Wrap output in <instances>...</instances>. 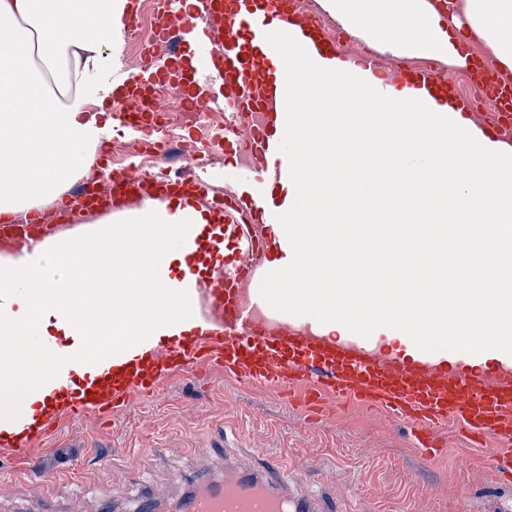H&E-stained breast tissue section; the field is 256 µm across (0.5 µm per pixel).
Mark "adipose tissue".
Wrapping results in <instances>:
<instances>
[{
    "instance_id": "obj_1",
    "label": "adipose tissue",
    "mask_w": 512,
    "mask_h": 512,
    "mask_svg": "<svg viewBox=\"0 0 512 512\" xmlns=\"http://www.w3.org/2000/svg\"><path fill=\"white\" fill-rule=\"evenodd\" d=\"M350 36L397 58L438 60L463 70L471 61L460 36L486 47L512 77V0H457L448 12L430 0H322ZM129 0H0V216L41 207L43 189L61 171L89 174L100 142L108 94L86 93L81 82L99 69L103 48L127 23ZM204 223L180 200L142 202L120 251L86 256L83 242L37 251L0 270V433L18 411L53 407L60 379L95 380L112 367L109 346L126 360L162 337L212 330L195 314L177 280L185 220Z\"/></svg>"
}]
</instances>
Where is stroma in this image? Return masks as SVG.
<instances>
[{
	"instance_id": "obj_1",
	"label": "stroma",
	"mask_w": 512,
	"mask_h": 512,
	"mask_svg": "<svg viewBox=\"0 0 512 512\" xmlns=\"http://www.w3.org/2000/svg\"><path fill=\"white\" fill-rule=\"evenodd\" d=\"M431 462L405 427L372 412L341 409L311 422L266 389L213 371L172 378L154 401L133 399L102 421L64 420L31 443L32 466L0 455V512H137L143 493L164 506L224 477L225 461L258 467L285 460L294 476L338 512H512V483L498 482L480 454L461 461L456 428ZM210 451L202 464L195 449Z\"/></svg>"
}]
</instances>
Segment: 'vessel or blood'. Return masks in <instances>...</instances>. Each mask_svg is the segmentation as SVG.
Returning a JSON list of instances; mask_svg holds the SVG:
<instances>
[{"label":"vessel or blood","instance_id":"obj_1","mask_svg":"<svg viewBox=\"0 0 512 512\" xmlns=\"http://www.w3.org/2000/svg\"><path fill=\"white\" fill-rule=\"evenodd\" d=\"M205 27H197V17ZM283 31L309 41L312 55L381 74L377 57L352 58L338 40L325 36L318 21L303 17L291 0H167L157 23L142 30L141 68L112 87L117 106L112 130L143 144L162 145L165 103L154 94L157 83L171 84L191 111L204 113L216 131L215 142L238 158L247 182L244 190L228 191L215 216L235 253L207 286L213 313L223 322L219 332L171 337L166 348L123 364L91 394L69 391L67 402L49 414L42 429L54 431L60 417L86 411L111 418L128 406L131 396L151 401L164 381L181 373L211 367L241 386H260L282 396L301 413L312 415L337 407L363 406L406 424L409 441L428 459L440 455L435 439L448 426L461 428L472 449L497 442V453L512 462V354L484 369L467 356L447 367L445 350L414 351L411 357L386 353L356 335L338 341L319 334L307 317L266 321L246 304L244 286L259 288L272 271L270 249L288 256L287 238L269 231L287 196L272 188L289 184V163L279 150L285 130V69L266 33ZM397 75L423 93L427 105L448 102V73L430 64L398 68ZM477 81L494 88L497 109L465 112L460 124L484 145L512 154V79L495 78L483 65ZM197 174L170 179L146 174L147 198L172 196L190 207L201 206L212 191L206 165L189 158ZM185 512H330L326 503L304 490L289 488L282 467L225 471L224 480L199 490Z\"/></svg>","mask_w":512,"mask_h":512}]
</instances>
